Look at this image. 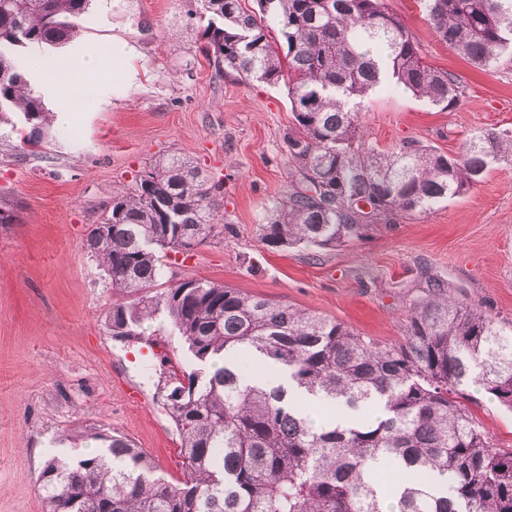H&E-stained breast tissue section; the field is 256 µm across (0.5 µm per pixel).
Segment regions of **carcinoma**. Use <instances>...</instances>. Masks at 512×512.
<instances>
[{
  "label": "carcinoma",
  "instance_id": "obj_1",
  "mask_svg": "<svg viewBox=\"0 0 512 512\" xmlns=\"http://www.w3.org/2000/svg\"><path fill=\"white\" fill-rule=\"evenodd\" d=\"M93 0H0V120L13 113L23 155L44 143L49 111L29 89L19 52L57 48ZM206 55L217 73L284 83L291 189L263 226L270 248L330 249L378 219L426 212L465 193L495 167H512V131L471 134L452 156L410 139L366 143L361 100L386 80L444 109L462 91L425 60L385 0H201ZM440 41L482 70L512 51V0H422ZM278 30L288 52L271 43ZM193 163L168 155L112 195L107 235L88 253L117 295L112 336L144 335L165 316L199 367L175 368L167 394L183 478L172 482L119 433L71 432L55 441L105 443L72 460L51 450L40 481L47 512H512V452L490 446L462 403L479 388L512 410V322L436 289L412 305L400 344H380L333 319L206 278L162 277L161 257L220 234L215 193ZM255 352L288 378L246 382L235 358ZM224 365L205 373L215 357ZM356 416L318 428L300 396ZM405 480L386 487L387 468Z\"/></svg>",
  "mask_w": 512,
  "mask_h": 512
}]
</instances>
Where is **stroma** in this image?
<instances>
[{
  "instance_id": "35a3bbf8",
  "label": "stroma",
  "mask_w": 512,
  "mask_h": 512,
  "mask_svg": "<svg viewBox=\"0 0 512 512\" xmlns=\"http://www.w3.org/2000/svg\"><path fill=\"white\" fill-rule=\"evenodd\" d=\"M433 66L455 74L452 110L392 86L366 98L359 120L369 143L388 149L417 139L448 155L484 128L512 129V59L490 71L471 65L433 32L420 0H386ZM200 0H93L76 41L24 49L23 59L76 55L82 43L122 38L145 61L140 91L97 107L86 87L70 124H52L40 155L18 158L0 126V512H45L40 472L51 440L76 426L132 439L165 478L182 458L166 406L172 365L192 370L187 344L163 317L141 338L112 337L114 297L84 248L112 192L155 159L190 158L216 198L219 236L188 256L163 258L164 281L202 276L334 319L381 343L405 336L406 316L433 284L498 320L512 321V168L428 212L402 213L332 249H272L264 224L289 190L287 88L217 74L204 56ZM469 409L497 450L512 452V412L482 390Z\"/></svg>"
}]
</instances>
